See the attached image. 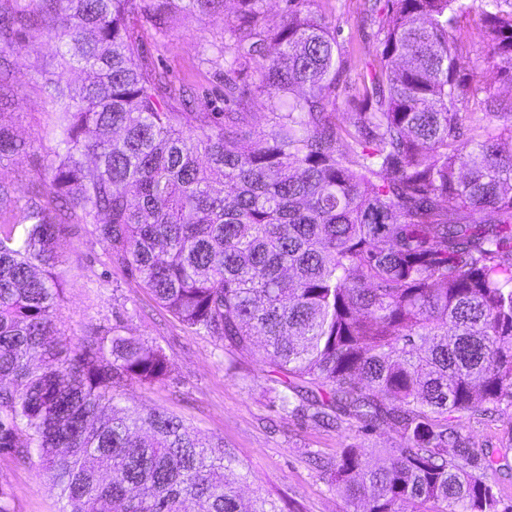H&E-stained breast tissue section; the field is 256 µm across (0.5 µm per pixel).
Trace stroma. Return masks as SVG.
<instances>
[{
  "label": "stroma",
  "mask_w": 512,
  "mask_h": 512,
  "mask_svg": "<svg viewBox=\"0 0 512 512\" xmlns=\"http://www.w3.org/2000/svg\"><path fill=\"white\" fill-rule=\"evenodd\" d=\"M310 9L339 29L342 78L348 87H355L367 64L377 63L380 52L365 0H310ZM236 10V4L226 0L223 15L179 16L162 35L145 20L132 23L144 60L165 71L173 88L192 87L190 111L226 109L224 58L219 49L231 41L224 26L234 20ZM0 48L24 92L14 110L16 132L32 143L27 155L0 168V176L15 183L23 204L29 182L45 172L55 147L48 135L55 107L42 91L41 77L55 63L54 45L15 36L0 43ZM56 250L61 268L68 272L66 300L58 312L61 329L78 336L91 324L118 323L127 334L162 347L173 363L170 378L154 386H127L130 403L145 409L167 408L202 434L222 438L237 460L238 472L246 477L241 487L244 499L274 501L280 512H346L344 499L311 464V455L331 461L343 448L356 444L376 449L373 462L381 465L387 459L386 449L398 445L399 435L392 429L355 433L276 412L262 355L243 357L225 350L216 338L189 331L123 268L109 265L104 245L84 225H70ZM458 428L478 447L495 449L512 464V403L502 402L491 413L463 416ZM0 484L9 489L15 512H56L57 492L38 463L20 464L0 454Z\"/></svg>",
  "instance_id": "35a3bbf8"
}]
</instances>
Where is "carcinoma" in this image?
<instances>
[{
    "instance_id": "carcinoma-1",
    "label": "carcinoma",
    "mask_w": 512,
    "mask_h": 512,
    "mask_svg": "<svg viewBox=\"0 0 512 512\" xmlns=\"http://www.w3.org/2000/svg\"><path fill=\"white\" fill-rule=\"evenodd\" d=\"M25 2L0 11V38L56 43L43 77L56 146L24 206L0 177V451L38 458L57 512H277L243 502L223 440L123 404L126 385L171 376L162 347L119 324L58 326L54 244L75 222L186 328L269 358L278 412L397 429L388 465L354 447L327 464L346 512H512V466L454 424L512 403V123L484 125L502 103L461 74L471 6L372 4L380 60L345 125L340 47L308 0H288L271 31L262 0H237L228 73L256 69L269 117L254 142L247 91L224 84L236 112L174 109L129 25L164 33L224 0ZM476 9L487 59L512 81V10ZM19 95L1 49L0 165L30 148L3 120Z\"/></svg>"
}]
</instances>
